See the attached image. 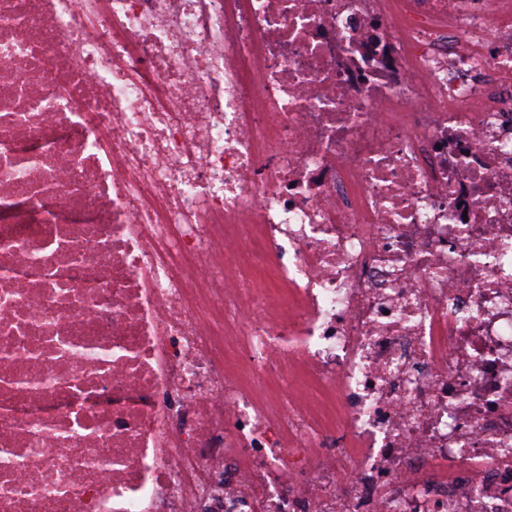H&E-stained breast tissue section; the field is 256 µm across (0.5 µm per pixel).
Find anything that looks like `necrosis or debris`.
Here are the masks:
<instances>
[{"instance_id":"4bbe7bcc","label":"necrosis or debris","mask_w":512,"mask_h":512,"mask_svg":"<svg viewBox=\"0 0 512 512\" xmlns=\"http://www.w3.org/2000/svg\"><path fill=\"white\" fill-rule=\"evenodd\" d=\"M0 512H512V0H0Z\"/></svg>"}]
</instances>
